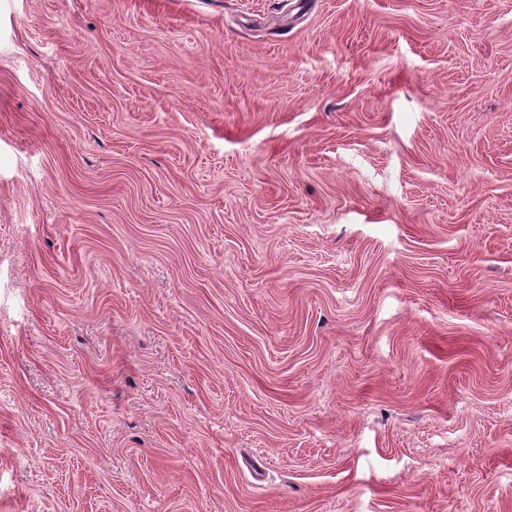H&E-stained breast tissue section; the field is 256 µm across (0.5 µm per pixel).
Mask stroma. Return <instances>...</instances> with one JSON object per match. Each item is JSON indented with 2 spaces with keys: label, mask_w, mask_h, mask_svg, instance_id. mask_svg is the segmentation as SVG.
Masks as SVG:
<instances>
[{
  "label": "stroma",
  "mask_w": 512,
  "mask_h": 512,
  "mask_svg": "<svg viewBox=\"0 0 512 512\" xmlns=\"http://www.w3.org/2000/svg\"><path fill=\"white\" fill-rule=\"evenodd\" d=\"M0 512H512V0H0Z\"/></svg>",
  "instance_id": "obj_1"
}]
</instances>
